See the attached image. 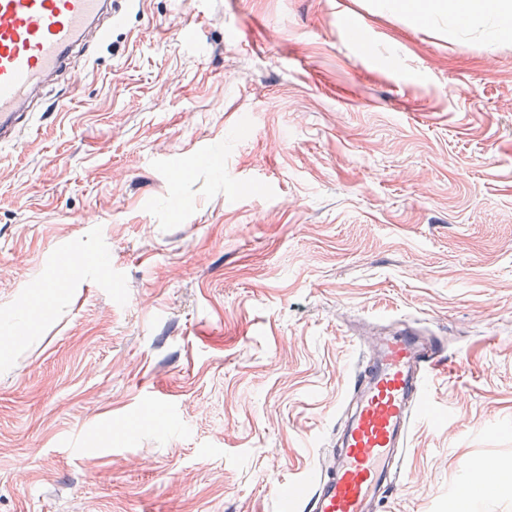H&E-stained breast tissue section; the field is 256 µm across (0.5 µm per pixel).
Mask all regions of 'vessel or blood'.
<instances>
[{"label":"vessel or blood","instance_id":"vessel-or-blood-1","mask_svg":"<svg viewBox=\"0 0 512 512\" xmlns=\"http://www.w3.org/2000/svg\"><path fill=\"white\" fill-rule=\"evenodd\" d=\"M138 0H0V145L29 129L35 97ZM438 346L411 326L379 336L359 363L331 472L299 483L289 512H376L396 488L426 379L447 371Z\"/></svg>","mask_w":512,"mask_h":512}]
</instances>
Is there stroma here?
<instances>
[{
	"instance_id": "35a3bbf8",
	"label": "stroma",
	"mask_w": 512,
	"mask_h": 512,
	"mask_svg": "<svg viewBox=\"0 0 512 512\" xmlns=\"http://www.w3.org/2000/svg\"><path fill=\"white\" fill-rule=\"evenodd\" d=\"M498 26L144 0L75 56L78 92L52 81L0 146V512H286L333 463L361 344L403 319L448 371L378 512H512ZM481 459L494 487L465 499Z\"/></svg>"
}]
</instances>
